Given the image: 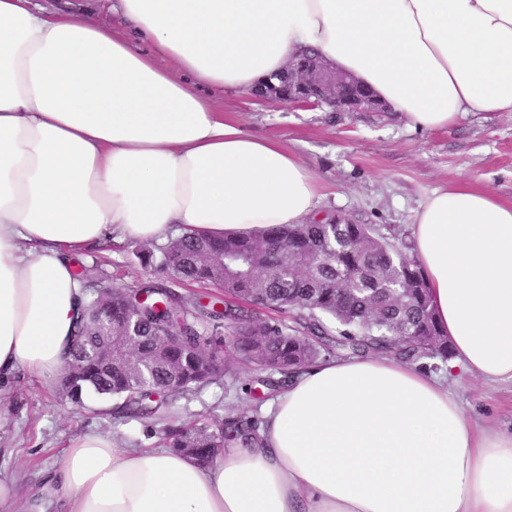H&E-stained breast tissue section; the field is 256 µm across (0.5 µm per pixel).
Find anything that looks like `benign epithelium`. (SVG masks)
<instances>
[{
  "label": "benign epithelium",
  "mask_w": 512,
  "mask_h": 512,
  "mask_svg": "<svg viewBox=\"0 0 512 512\" xmlns=\"http://www.w3.org/2000/svg\"><path fill=\"white\" fill-rule=\"evenodd\" d=\"M277 82L256 88V98L272 104L327 106L333 112H385L386 105L352 75L318 55H298L277 75Z\"/></svg>",
  "instance_id": "obj_1"
}]
</instances>
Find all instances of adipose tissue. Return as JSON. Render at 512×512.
Masks as SVG:
<instances>
[{
    "label": "adipose tissue",
    "instance_id": "1",
    "mask_svg": "<svg viewBox=\"0 0 512 512\" xmlns=\"http://www.w3.org/2000/svg\"><path fill=\"white\" fill-rule=\"evenodd\" d=\"M0 0V393L52 381L86 315L77 258L106 242L246 234L316 217L317 181L279 142L225 120L307 48L416 130L512 112V0ZM416 257L454 351L512 380V203L458 182L416 212ZM209 464L75 438L62 512H512V431L464 416L448 378L385 356L326 357ZM89 13L87 18L93 23L120 28L124 25V19L118 12H112V4L108 0H87L84 1Z\"/></svg>",
    "mask_w": 512,
    "mask_h": 512
}]
</instances>
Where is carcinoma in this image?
<instances>
[{
  "label": "carcinoma",
  "instance_id": "carcinoma-1",
  "mask_svg": "<svg viewBox=\"0 0 512 512\" xmlns=\"http://www.w3.org/2000/svg\"><path fill=\"white\" fill-rule=\"evenodd\" d=\"M144 265L181 283L220 288L202 303L148 280L133 289L100 282L92 286L88 316L73 339L72 375L64 388L79 403L85 393L117 400L115 414L148 421L175 400L218 377L205 331L228 332V348L260 372L271 397L296 373L322 357L385 355L437 371L452 357L448 337L434 320L418 260L370 224L344 219L273 225L253 234L177 238L140 248ZM267 310L291 314L274 321ZM137 315L138 341L104 357L107 339L99 321L119 323ZM182 320L185 336L163 347L164 334ZM204 349L213 358H201ZM257 422L235 414L199 426L173 419L164 428L165 447L210 462L237 437L247 444Z\"/></svg>",
  "mask_w": 512,
  "mask_h": 512
}]
</instances>
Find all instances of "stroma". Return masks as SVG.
Returning a JSON list of instances; mask_svg holds the SVG:
<instances>
[{
    "label": "stroma",
    "mask_w": 512,
    "mask_h": 512,
    "mask_svg": "<svg viewBox=\"0 0 512 512\" xmlns=\"http://www.w3.org/2000/svg\"><path fill=\"white\" fill-rule=\"evenodd\" d=\"M228 118L250 134L297 153L319 181L318 211L370 224L388 237L413 240L416 211L432 191L464 181L512 201V112L466 113L447 128L420 132L395 112H331L272 106L249 93L214 92ZM129 239L89 250L76 269L86 283L132 286L151 278ZM448 386L464 414L483 426L512 429V380L488 382L460 372ZM257 372L238 366L235 379L211 383L170 404L167 416L202 424L225 417L228 405L252 410L261 394ZM112 401L92 395L76 404L59 382L18 378L0 394V475L23 473L40 484L64 463L75 437L97 431L123 448H158L161 423L114 417Z\"/></svg>",
    "instance_id": "obj_1"
}]
</instances>
